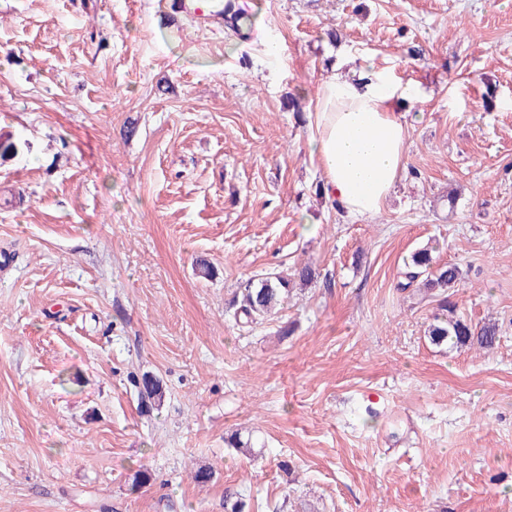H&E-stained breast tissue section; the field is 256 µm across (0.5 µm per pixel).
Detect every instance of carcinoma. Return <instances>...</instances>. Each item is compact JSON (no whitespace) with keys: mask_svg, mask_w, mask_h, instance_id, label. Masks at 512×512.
<instances>
[{"mask_svg":"<svg viewBox=\"0 0 512 512\" xmlns=\"http://www.w3.org/2000/svg\"><path fill=\"white\" fill-rule=\"evenodd\" d=\"M433 248L426 247L414 251L405 263L403 280L398 282L397 288L404 291L410 287L418 290L438 293L439 313L435 314L433 322L427 329V339L436 346L451 344L456 348L478 345L489 351L497 342V329L494 324H485L475 331L463 319L455 316L454 309L448 306V297L445 293L456 287L460 280V270L455 265H438L432 255ZM315 269L309 264L298 266L293 277L283 273L255 274L247 278L240 286V297L233 300L236 306L234 317L246 323H259L264 321L273 311L281 306L299 281L303 284L314 280ZM139 388V400L143 410L150 411L161 403L163 389L160 380L145 375L135 381Z\"/></svg>","mask_w":512,"mask_h":512,"instance_id":"carcinoma-1","label":"carcinoma"}]
</instances>
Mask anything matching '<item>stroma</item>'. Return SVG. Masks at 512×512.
<instances>
[{
  "mask_svg": "<svg viewBox=\"0 0 512 512\" xmlns=\"http://www.w3.org/2000/svg\"><path fill=\"white\" fill-rule=\"evenodd\" d=\"M233 2L249 36L166 0H0V512H512V0ZM366 63L418 95L354 221L308 114ZM427 244L492 351L432 345L435 297L397 290ZM305 262L235 323L243 279ZM315 269L309 264L298 266L293 279L283 273H263L248 277L240 286L233 305L236 306L234 317L245 323L264 321L273 311L281 306L293 288L295 281L307 284L314 280ZM134 383L139 388L140 405L144 411L150 412L156 404L161 403L163 389L160 380L144 375L141 380H135Z\"/></svg>",
  "mask_w": 512,
  "mask_h": 512,
  "instance_id": "obj_1",
  "label": "stroma"
}]
</instances>
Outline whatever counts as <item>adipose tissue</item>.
I'll list each match as a JSON object with an SVG mask.
<instances>
[{"mask_svg": "<svg viewBox=\"0 0 512 512\" xmlns=\"http://www.w3.org/2000/svg\"><path fill=\"white\" fill-rule=\"evenodd\" d=\"M414 95L412 87L373 67L317 86L308 148L324 172L326 196L347 217L379 212L392 193L409 136L394 104Z\"/></svg>", "mask_w": 512, "mask_h": 512, "instance_id": "1", "label": "adipose tissue"}]
</instances>
